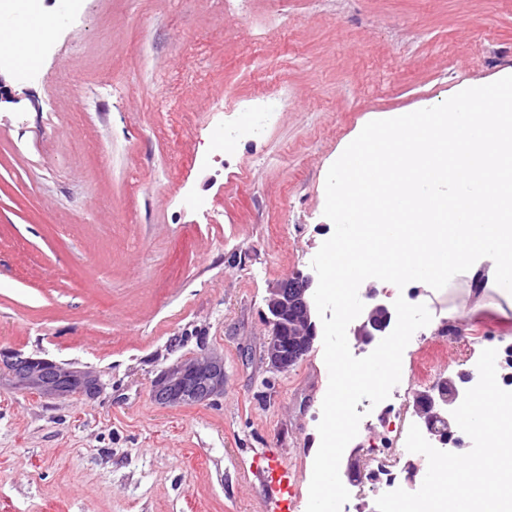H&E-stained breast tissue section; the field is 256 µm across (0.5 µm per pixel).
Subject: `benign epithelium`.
Here are the masks:
<instances>
[{"instance_id":"7a95c632","label":"benign epithelium","mask_w":512,"mask_h":512,"mask_svg":"<svg viewBox=\"0 0 512 512\" xmlns=\"http://www.w3.org/2000/svg\"><path fill=\"white\" fill-rule=\"evenodd\" d=\"M312 277L297 272L270 289L265 322L271 338L266 348L270 369L286 372L305 357L317 337L313 319ZM392 325V311L383 304L372 306L353 329L357 346H375ZM0 375L47 399L69 396V385L78 391L89 386L90 397L101 390L99 376L92 370L66 367L48 358L25 355L0 348ZM224 389V363L213 356L180 360L163 369L153 381L152 394L161 404H200Z\"/></svg>"}]
</instances>
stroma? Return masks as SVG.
Segmentation results:
<instances>
[{
  "label": "stroma",
  "instance_id": "stroma-1",
  "mask_svg": "<svg viewBox=\"0 0 512 512\" xmlns=\"http://www.w3.org/2000/svg\"><path fill=\"white\" fill-rule=\"evenodd\" d=\"M34 77L0 75V347L97 372L92 399H44L0 378V512H306L329 384L323 342L269 368L265 299L312 274L334 231L327 169L373 113L444 100L512 71V0H62ZM282 100L264 135L229 152L233 98ZM141 189L130 196L132 179ZM450 290L379 281L436 304L402 367L458 381L482 349L512 347V310L477 260ZM456 306L461 329L424 351ZM224 362V391L169 406L151 389L183 358ZM341 460L345 512H377L366 451L394 448L398 485H422L405 448L413 404ZM280 469L289 492L265 488Z\"/></svg>",
  "mask_w": 512,
  "mask_h": 512
}]
</instances>
